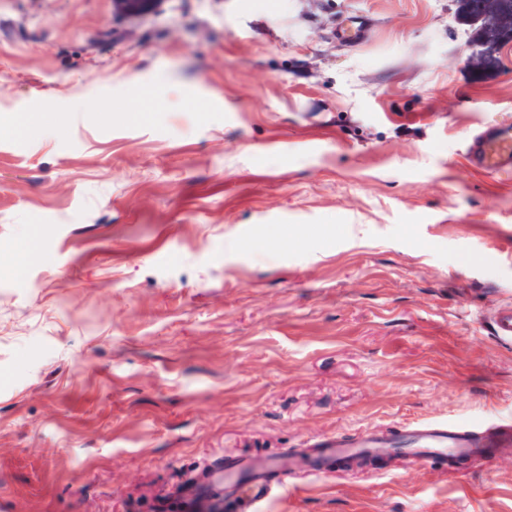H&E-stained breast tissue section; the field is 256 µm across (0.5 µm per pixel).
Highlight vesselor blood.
I'll list each match as a JSON object with an SVG mask.
<instances>
[{
	"label": "vessel or blood",
	"instance_id": "1",
	"mask_svg": "<svg viewBox=\"0 0 512 512\" xmlns=\"http://www.w3.org/2000/svg\"><path fill=\"white\" fill-rule=\"evenodd\" d=\"M478 170H512V126L483 129L472 140L467 154ZM491 328L502 341H512V306L498 308ZM512 447V421L482 422L462 426L448 421H427L413 426L371 428L352 435L315 437L304 452L291 454L268 466L240 457H225L224 512H260L270 496L287 489L290 479L342 474L372 457H403L412 463L452 461L456 471L466 462ZM213 484L212 473L194 477L193 487L177 491L181 512H194L199 494Z\"/></svg>",
	"mask_w": 512,
	"mask_h": 512
}]
</instances>
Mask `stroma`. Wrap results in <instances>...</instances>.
Wrapping results in <instances>:
<instances>
[{"instance_id":"stroma-1","label":"stroma","mask_w":512,"mask_h":512,"mask_svg":"<svg viewBox=\"0 0 512 512\" xmlns=\"http://www.w3.org/2000/svg\"><path fill=\"white\" fill-rule=\"evenodd\" d=\"M496 123L512 39L464 0H0V512H161L229 455L512 419V171L467 162ZM261 512H512V447ZM491 328L493 334L502 341H512V306L504 305L498 308L492 316Z\"/></svg>"}]
</instances>
